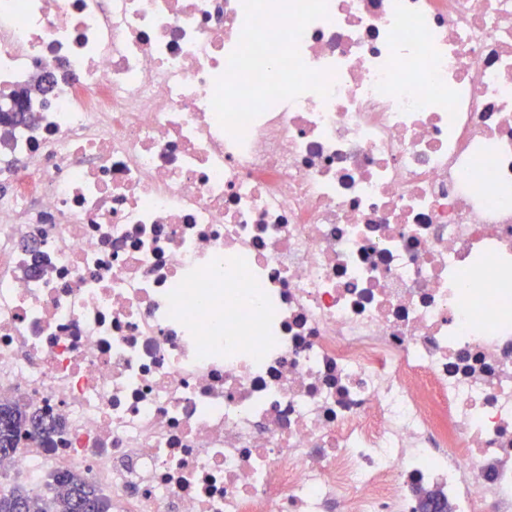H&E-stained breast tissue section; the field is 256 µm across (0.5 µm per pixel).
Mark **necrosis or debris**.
Returning a JSON list of instances; mask_svg holds the SVG:
<instances>
[{
    "label": "necrosis or debris",
    "instance_id": "necrosis-or-debris-1",
    "mask_svg": "<svg viewBox=\"0 0 512 512\" xmlns=\"http://www.w3.org/2000/svg\"><path fill=\"white\" fill-rule=\"evenodd\" d=\"M0 478L112 512H512V0H0ZM54 428V423L39 412L27 410L17 403L0 402V456L17 448L23 433L32 438H43ZM53 482L59 491L51 500H41L39 512H111L109 502L85 476L65 470L53 475ZM77 501L80 509L76 508Z\"/></svg>",
    "mask_w": 512,
    "mask_h": 512
}]
</instances>
